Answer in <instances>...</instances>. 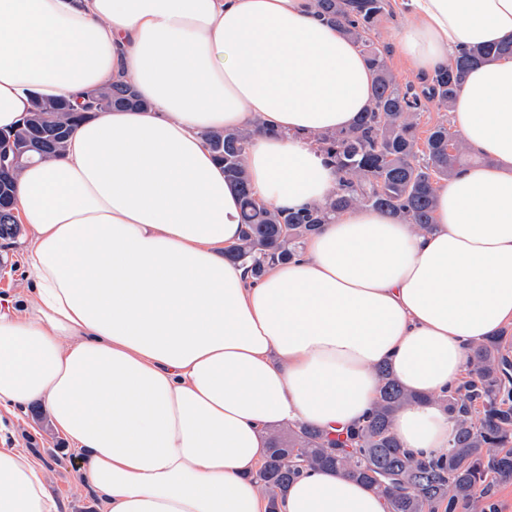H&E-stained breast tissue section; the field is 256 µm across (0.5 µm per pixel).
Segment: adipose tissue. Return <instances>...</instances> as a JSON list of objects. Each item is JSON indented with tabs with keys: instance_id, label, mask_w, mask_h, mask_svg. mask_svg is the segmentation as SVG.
<instances>
[{
	"instance_id": "adipose-tissue-1",
	"label": "adipose tissue",
	"mask_w": 512,
	"mask_h": 512,
	"mask_svg": "<svg viewBox=\"0 0 512 512\" xmlns=\"http://www.w3.org/2000/svg\"><path fill=\"white\" fill-rule=\"evenodd\" d=\"M416 73L512 42V0H397ZM149 104L81 123L28 164L15 215L35 281L0 297V406L43 404L81 452L100 512H267L256 471L271 429L358 426L389 364L419 400L403 448L444 454L440 401L468 349L512 323V57L473 67L451 107L476 165L436 197L432 231L364 207L254 278L228 261L237 190L202 139L250 131L255 200L324 203L337 174L315 135L351 129L374 73L313 0H0V131L40 92L73 106L117 78ZM0 512H60L46 470L0 448ZM279 512H388L333 469Z\"/></svg>"
}]
</instances>
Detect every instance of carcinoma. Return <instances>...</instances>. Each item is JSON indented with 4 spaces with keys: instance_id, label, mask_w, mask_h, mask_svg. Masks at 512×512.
I'll use <instances>...</instances> for the list:
<instances>
[{
    "instance_id": "carcinoma-1",
    "label": "carcinoma",
    "mask_w": 512,
    "mask_h": 512,
    "mask_svg": "<svg viewBox=\"0 0 512 512\" xmlns=\"http://www.w3.org/2000/svg\"><path fill=\"white\" fill-rule=\"evenodd\" d=\"M387 0H314L317 14L358 43L375 74L369 109L352 129L316 137L336 168V191L322 205L300 210H270L255 201L244 166L250 132L213 130L203 138L225 178L242 202L244 229L227 257L256 277L271 265L293 258L305 239L332 216L353 208L389 212L419 231L433 224L439 183L463 164L462 141L438 123L429 130L425 150L418 146V121L432 102L447 112L469 69L491 57L512 56V42L471 47L454 65L432 76L427 90L401 86L387 64L389 50L372 38ZM147 103L132 83L117 79L89 90L83 109L63 97H34L33 108L0 148L32 149L28 159L59 154L78 123L97 112L144 109ZM21 166L0 168V239L19 234L14 216L15 181ZM507 333L470 348L466 380L441 398L453 422L448 452L438 457L406 451L394 432L400 410L419 400L405 390L390 369H378L376 401L355 430L336 434L295 423L268 433L269 448L256 477L276 512L279 498L303 472L335 469L372 487L388 512H487L480 491L512 484V383L509 382Z\"/></svg>"
}]
</instances>
